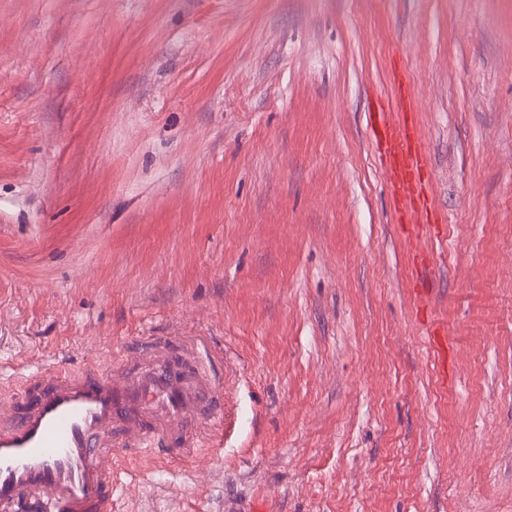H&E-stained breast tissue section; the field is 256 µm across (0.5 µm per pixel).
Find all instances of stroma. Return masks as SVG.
Masks as SVG:
<instances>
[{"label":"stroma","instance_id":"35a3bbf8","mask_svg":"<svg viewBox=\"0 0 512 512\" xmlns=\"http://www.w3.org/2000/svg\"><path fill=\"white\" fill-rule=\"evenodd\" d=\"M395 69L444 385L368 123ZM508 266L512 0H0V377L224 349L223 447L129 462L114 512H512ZM428 345L434 360L441 370L442 384L448 382V353L452 343L448 335V325L445 322H431L428 324Z\"/></svg>","mask_w":512,"mask_h":512}]
</instances>
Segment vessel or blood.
<instances>
[{
	"instance_id": "b4317fda",
	"label": "vessel or blood",
	"mask_w": 512,
	"mask_h": 512,
	"mask_svg": "<svg viewBox=\"0 0 512 512\" xmlns=\"http://www.w3.org/2000/svg\"><path fill=\"white\" fill-rule=\"evenodd\" d=\"M396 95L370 114L376 150L398 223L444 233L428 179L432 157L416 118L417 97L404 73L393 72ZM417 311L430 305L424 286L431 261L419 236L404 232ZM428 345L447 368L452 343L446 323L428 326ZM198 343L152 337L109 365L25 376L0 396V512H112L127 461L169 462L201 438L224 434V383L196 356Z\"/></svg>"
}]
</instances>
